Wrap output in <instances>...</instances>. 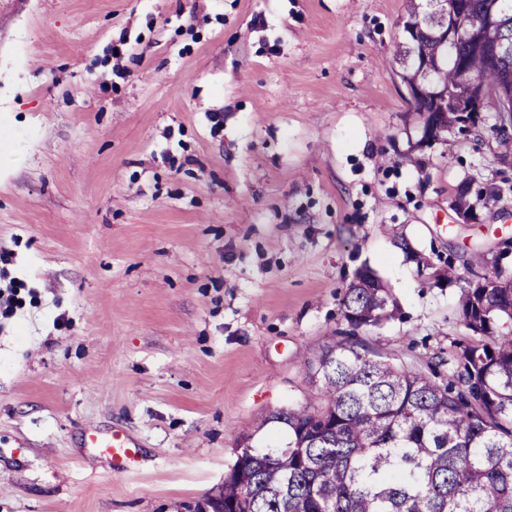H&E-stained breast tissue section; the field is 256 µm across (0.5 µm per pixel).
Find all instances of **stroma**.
<instances>
[{
	"instance_id": "obj_1",
	"label": "stroma",
	"mask_w": 512,
	"mask_h": 512,
	"mask_svg": "<svg viewBox=\"0 0 512 512\" xmlns=\"http://www.w3.org/2000/svg\"><path fill=\"white\" fill-rule=\"evenodd\" d=\"M404 6L0 0V269L25 286L0 322V512H196L332 338L448 379L473 255L512 270V154L491 111L418 147ZM472 177L500 193L462 224ZM365 268L398 314L356 328ZM87 427L123 429L138 471ZM84 441L107 458L115 472L128 471L140 460L139 448L119 429L101 431L88 428L84 433Z\"/></svg>"
}]
</instances>
